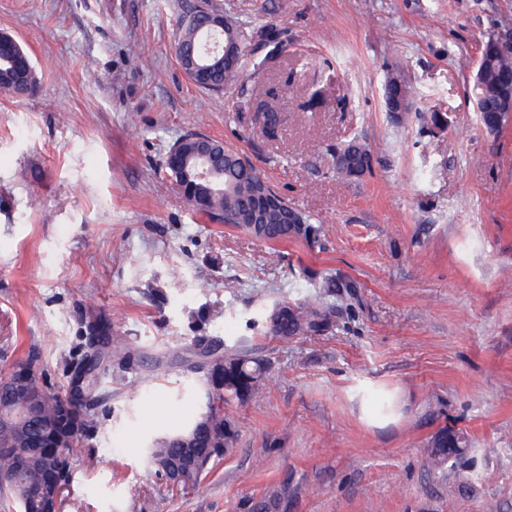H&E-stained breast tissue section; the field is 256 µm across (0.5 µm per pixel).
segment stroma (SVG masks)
<instances>
[{
	"mask_svg": "<svg viewBox=\"0 0 512 512\" xmlns=\"http://www.w3.org/2000/svg\"><path fill=\"white\" fill-rule=\"evenodd\" d=\"M196 2L0 0L40 72L34 95L0 93V372L34 351L68 386L94 317L139 354L106 371L60 512H240L273 487L278 512H512V121L488 131L471 97L483 43L512 40V0H207L248 35L220 92L175 56ZM395 72L417 109L403 119L385 104ZM189 133L250 161L316 241L194 215L162 172ZM355 136L373 164L348 180L335 151ZM327 280L332 333L270 335L274 302ZM197 338L267 374L225 404L223 460L173 486L144 449L200 412L203 375L156 358ZM443 426L471 437L477 479L427 464Z\"/></svg>",
	"mask_w": 512,
	"mask_h": 512,
	"instance_id": "35a3bbf8",
	"label": "stroma"
}]
</instances>
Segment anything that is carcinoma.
<instances>
[{
  "mask_svg": "<svg viewBox=\"0 0 512 512\" xmlns=\"http://www.w3.org/2000/svg\"><path fill=\"white\" fill-rule=\"evenodd\" d=\"M205 18L196 16L191 9L179 21L176 40L178 61L199 47L206 29ZM242 61L232 66L216 69L210 82L221 90L238 80ZM40 78L28 51L11 35L0 32V90L14 96L30 95L39 87ZM408 85L403 76H393L385 86V98L393 101L404 99ZM212 164L222 171L224 187L211 190L205 182L195 185V203L192 211L206 216L210 221L252 233L251 216L246 210L242 189L262 181L260 174L251 166H245L241 157L224 147V143L213 140ZM343 166L336 173L352 176V167L358 165L369 148L359 139L350 140L338 150ZM316 228L310 224H299L290 228L281 225L279 216L271 214L260 239L277 243L288 239L315 237ZM336 306L314 300L307 303L290 304L278 302L266 315L269 330L275 336L288 340L298 336H321L332 332L337 326ZM88 342L82 362L75 366L69 388L54 391L47 384L44 371L39 377L28 379L25 393L18 396L7 387L8 375H0V415L7 414L12 420L8 428H0V512H34L32 499L27 495L23 481L35 483L43 476L53 473L56 479L70 482L74 461L81 448L82 439L75 436L80 429L90 430V420L84 405L74 398L75 383L83 382L87 394L97 392L103 368L112 362L130 364L134 362L135 349L121 336L112 335V330L99 324L88 326ZM186 352L198 358L194 368H203L202 360L214 355L210 344L194 341ZM265 365L251 357L247 351L230 350L224 354V373L213 375L204 371V405L209 423L200 426L195 419L183 430L157 437L150 443L157 459L178 461L194 455L200 462V471L221 459L233 443L236 430L233 422L224 415V404L236 400L247 403L259 396L264 386ZM471 438L468 434L442 427L430 435L424 453L432 468L444 469L447 464H460L470 459ZM25 459L24 479L8 477L15 467L17 457ZM282 488H272L263 500L247 506L248 512H275L284 497Z\"/></svg>",
  "mask_w": 512,
  "mask_h": 512,
  "instance_id": "1",
  "label": "carcinoma"
}]
</instances>
